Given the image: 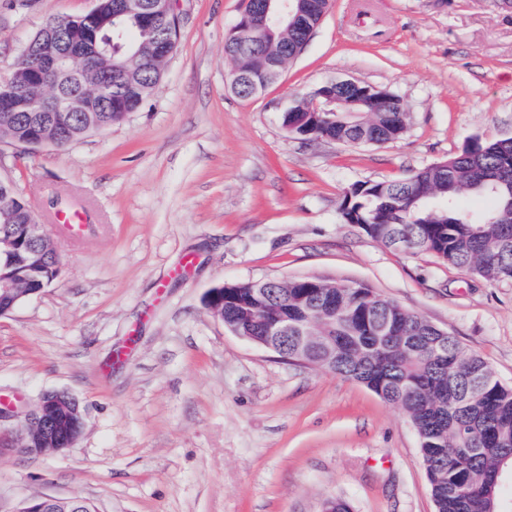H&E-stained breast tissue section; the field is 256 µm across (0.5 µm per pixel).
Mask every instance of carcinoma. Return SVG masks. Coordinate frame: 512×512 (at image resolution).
<instances>
[{
    "instance_id": "1",
    "label": "carcinoma",
    "mask_w": 512,
    "mask_h": 512,
    "mask_svg": "<svg viewBox=\"0 0 512 512\" xmlns=\"http://www.w3.org/2000/svg\"><path fill=\"white\" fill-rule=\"evenodd\" d=\"M45 28L83 31L95 37L102 58L115 63L74 59L75 49L43 31L39 54L69 55L76 72L62 76L54 87L62 97L82 96L79 112H66L57 123L62 140L71 144L121 123L120 105L147 99V85L157 81L160 62L141 46L151 39L131 16L98 27L85 15L53 19ZM300 34L281 27L270 36L254 27L224 41V55L236 68L239 91L259 83L264 65L293 56ZM15 101L0 103V120L11 116L13 134L29 136L25 100L33 90L20 83ZM312 102L296 99L281 113L288 133L312 140L357 138L358 118L334 106L307 117ZM371 134L376 145L403 138L407 113L374 112ZM341 219L356 224L372 240L401 249L428 252L442 262L467 269L489 281L512 276V142H478L469 151L424 167L402 181L353 184L340 206ZM36 219L26 198L0 196V239L15 236L18 225ZM266 289L280 312L300 318L315 309L326 313V331L336 338V360L312 346L303 357L357 381L407 414L420 439V451L435 512H500L501 485L494 482L504 457L512 454V386L502 384L488 365L468 353L442 330L360 284L331 286L312 278L293 279L286 288ZM253 285L226 289L230 312L253 303Z\"/></svg>"
}]
</instances>
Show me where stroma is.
I'll use <instances>...</instances> for the list:
<instances>
[{
	"mask_svg": "<svg viewBox=\"0 0 512 512\" xmlns=\"http://www.w3.org/2000/svg\"><path fill=\"white\" fill-rule=\"evenodd\" d=\"M180 37L142 107L0 178L36 210L56 280L0 317V512L78 498L95 512H435L406 413L364 385L282 361L209 311L211 288L276 277L361 284L448 332L512 385V282L388 248L340 218L353 183L400 181L473 141L512 136L506 0H333L279 82L245 100L224 40L245 0H173ZM90 0H0V73ZM352 79L400 98L384 146L288 134L289 102ZM77 208L76 241L54 212ZM47 391L84 411L64 453L21 452L18 417Z\"/></svg>",
	"mask_w": 512,
	"mask_h": 512,
	"instance_id": "1",
	"label": "stroma"
}]
</instances>
